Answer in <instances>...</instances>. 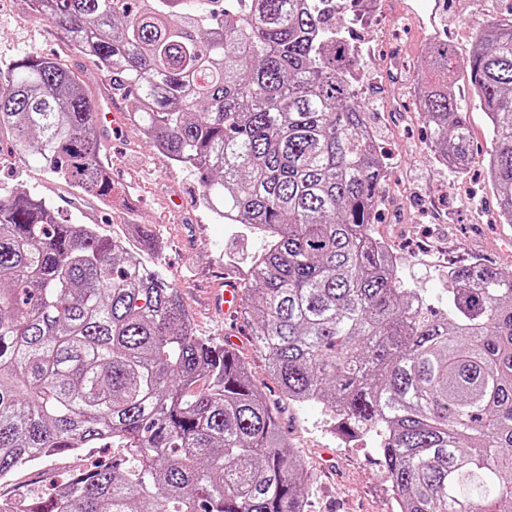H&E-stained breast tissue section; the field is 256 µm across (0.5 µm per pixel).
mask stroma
I'll return each mask as SVG.
<instances>
[{"label":"stroma","instance_id":"35a3bbf8","mask_svg":"<svg viewBox=\"0 0 512 512\" xmlns=\"http://www.w3.org/2000/svg\"><path fill=\"white\" fill-rule=\"evenodd\" d=\"M512 16V0H443L427 18L425 0H377L353 28L358 46L360 98L367 106L377 141L390 157V189L374 232L400 255L405 285L423 289L431 301L446 294L448 265L475 260L512 269V232L490 217L497 190L483 165L464 174L439 165L428 149L430 129L419 116L414 87L423 52L434 33L448 37L456 52V84L473 135L486 152L492 136L484 112L472 100L467 61L477 29L494 18ZM26 54L48 56L86 77L101 103H112L120 118L105 135L101 150L126 207L108 208L57 182L32 154L11 152L0 144V186L20 187L49 198L76 224H96L142 260L158 266L177 288L194 335L226 340L237 336V350L273 402H280L285 430L303 454L310 475L305 485L308 512H397V503L373 437L345 443L332 433L323 405L283 402L277 383L266 373L267 360L252 334L250 313L224 320L209 297L226 272L250 275L264 241L240 224L215 219L200 204V178L192 169L170 163L143 143L128 116L131 97L113 94L107 76L73 49L67 34L39 18L26 0H0V67ZM144 224L161 247L144 252L131 223ZM112 460L108 448H83L18 468L0 482V494L34 497L49 493L73 475Z\"/></svg>","mask_w":512,"mask_h":512}]
</instances>
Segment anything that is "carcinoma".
<instances>
[{
    "instance_id": "carcinoma-1",
    "label": "carcinoma",
    "mask_w": 512,
    "mask_h": 512,
    "mask_svg": "<svg viewBox=\"0 0 512 512\" xmlns=\"http://www.w3.org/2000/svg\"><path fill=\"white\" fill-rule=\"evenodd\" d=\"M134 97L156 154L201 175L203 207L267 240L242 287L268 370L336 436L378 438L400 512H512V270L448 267L438 311L372 228L388 166L324 0H31ZM469 60L494 147L474 152L455 51L425 49L417 108L437 162L484 164L512 224V19ZM0 137L112 204L99 104L24 55ZM121 449L21 512H304L306 469L238 351L193 334L178 290L95 224L0 193V477L80 446Z\"/></svg>"
}]
</instances>
